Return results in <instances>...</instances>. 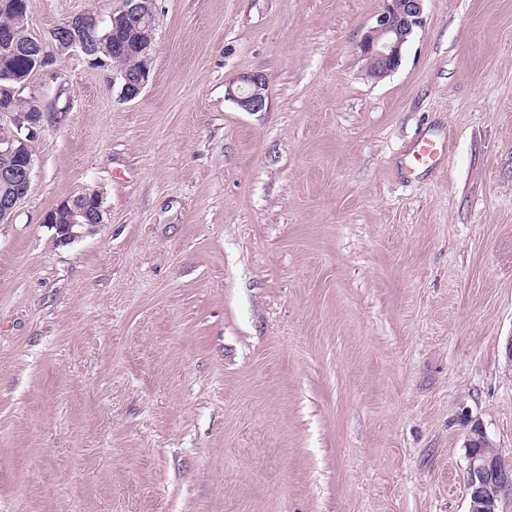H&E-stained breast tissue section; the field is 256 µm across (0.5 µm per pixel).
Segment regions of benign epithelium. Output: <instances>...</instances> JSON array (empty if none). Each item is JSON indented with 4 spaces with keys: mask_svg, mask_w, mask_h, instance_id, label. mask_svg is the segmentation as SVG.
<instances>
[{
    "mask_svg": "<svg viewBox=\"0 0 512 512\" xmlns=\"http://www.w3.org/2000/svg\"><path fill=\"white\" fill-rule=\"evenodd\" d=\"M424 0H384V8L375 23L364 33L358 44L360 56L366 60L368 72L374 79L392 73L401 62L403 45L415 29L424 24ZM97 15L91 11L70 17L64 37L53 32L50 38L58 40V50L69 54L90 52L88 28L96 24ZM157 14L155 0H123L119 14L112 17V31H127L130 47L151 57L140 41L143 31L155 32ZM26 48L15 30L0 27V53L8 57ZM151 69L142 63L133 75L126 77L121 94L127 100L137 98L146 87ZM239 85L229 88L228 96L244 112H262L268 102V82L262 74L242 75ZM30 78H23L18 88L0 94V121L15 127V131L0 138V153L15 155L20 160L16 168L0 170V184L10 192L0 196V222L12 219L16 208L27 196L31 186L34 158L31 140L41 127L43 113L18 112L14 96L24 92ZM45 223L56 229L57 242L68 245L95 232L103 224L101 200L95 193L79 194L60 204L47 215ZM467 477L466 490L469 512H497L502 498L512 493V464L503 460L490 447L482 426L470 425L466 439Z\"/></svg>",
    "mask_w": 512,
    "mask_h": 512,
    "instance_id": "obj_1",
    "label": "benign epithelium"
}]
</instances>
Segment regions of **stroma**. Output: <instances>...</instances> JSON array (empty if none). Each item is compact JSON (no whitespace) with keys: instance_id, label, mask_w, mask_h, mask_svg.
I'll return each mask as SVG.
<instances>
[{"instance_id":"1","label":"stroma","mask_w":512,"mask_h":512,"mask_svg":"<svg viewBox=\"0 0 512 512\" xmlns=\"http://www.w3.org/2000/svg\"><path fill=\"white\" fill-rule=\"evenodd\" d=\"M122 0H29L48 39ZM155 0L150 81L61 56L0 223V512H468L512 462V0ZM268 107L228 97L245 73ZM447 158L407 174L426 134ZM84 191L95 234L50 210ZM424 0H384V8L358 44L372 78L392 73L401 62L403 45L424 24ZM239 85L229 87L228 96L244 112H262L268 102V82L262 74L242 75ZM101 200L96 193L79 194L62 202L47 215L46 224L56 229L57 242L68 245L95 232L103 224ZM482 426L473 422L466 439L468 512H497L505 495L512 493V464L492 450Z\"/></svg>"}]
</instances>
